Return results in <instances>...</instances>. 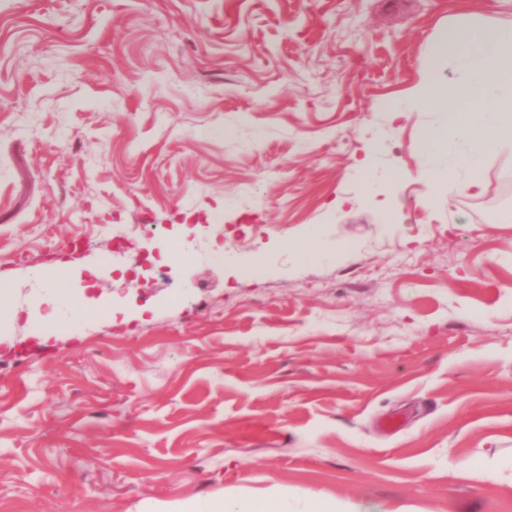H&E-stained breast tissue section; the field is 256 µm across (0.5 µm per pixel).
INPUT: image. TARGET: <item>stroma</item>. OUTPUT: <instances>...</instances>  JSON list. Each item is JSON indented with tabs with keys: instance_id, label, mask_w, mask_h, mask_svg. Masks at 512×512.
Wrapping results in <instances>:
<instances>
[{
	"instance_id": "1",
	"label": "stroma",
	"mask_w": 512,
	"mask_h": 512,
	"mask_svg": "<svg viewBox=\"0 0 512 512\" xmlns=\"http://www.w3.org/2000/svg\"><path fill=\"white\" fill-rule=\"evenodd\" d=\"M451 25L512 0H0V512H512V144L421 174ZM150 512H279L276 500L259 498L240 500L230 494L211 495L205 498L188 499L164 510Z\"/></svg>"
}]
</instances>
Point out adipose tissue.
Masks as SVG:
<instances>
[{"instance_id":"ef3b65f1","label":"adipose tissue","mask_w":512,"mask_h":512,"mask_svg":"<svg viewBox=\"0 0 512 512\" xmlns=\"http://www.w3.org/2000/svg\"><path fill=\"white\" fill-rule=\"evenodd\" d=\"M435 63H454L460 80L443 83L424 81L417 90L419 104L448 114L445 125L428 130L422 140L426 157L444 155L445 166H427L424 176L438 185L470 189L456 180L457 170L478 172L484 158L503 144L512 143V32L486 27L451 26L443 29L433 47ZM468 151L453 154L456 143ZM165 512H280L270 498L240 500L229 494L188 499Z\"/></svg>"}]
</instances>
